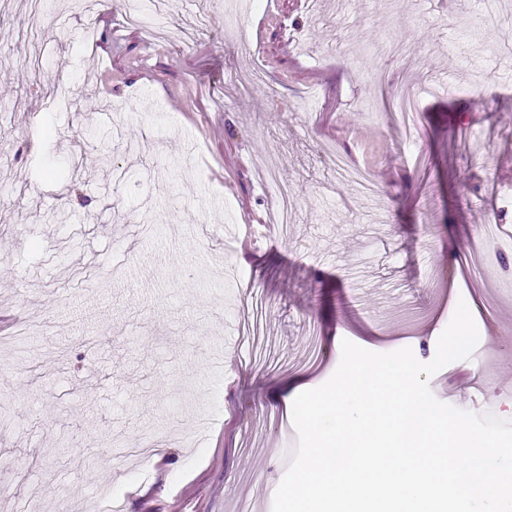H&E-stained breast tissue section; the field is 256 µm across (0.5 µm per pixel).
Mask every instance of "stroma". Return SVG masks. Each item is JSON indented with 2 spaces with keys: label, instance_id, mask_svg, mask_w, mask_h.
<instances>
[{
  "label": "stroma",
  "instance_id": "stroma-1",
  "mask_svg": "<svg viewBox=\"0 0 512 512\" xmlns=\"http://www.w3.org/2000/svg\"><path fill=\"white\" fill-rule=\"evenodd\" d=\"M224 2L165 0L158 37L128 0H0V512H262L298 382L346 338L431 361L461 300L479 343L430 389L466 370L448 404L512 421V7L260 0L229 29ZM270 168L291 232L244 252L224 227L276 224ZM419 91L413 86L400 83L397 92L398 112H401V128L405 137L404 145H410L414 142L415 136V112L417 111Z\"/></svg>",
  "mask_w": 512,
  "mask_h": 512
}]
</instances>
